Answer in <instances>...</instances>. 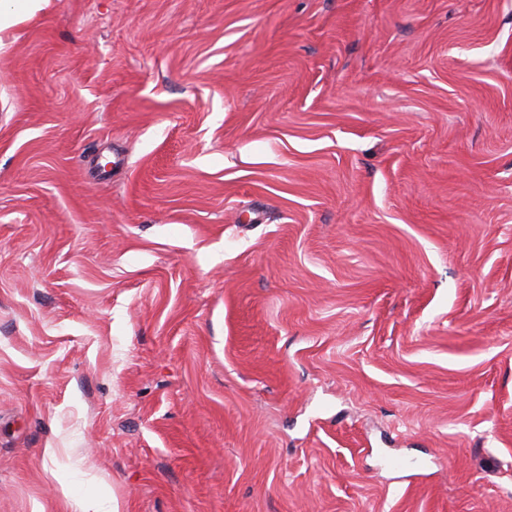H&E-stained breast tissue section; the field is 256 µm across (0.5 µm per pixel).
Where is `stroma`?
<instances>
[{"instance_id": "35a3bbf8", "label": "stroma", "mask_w": 512, "mask_h": 512, "mask_svg": "<svg viewBox=\"0 0 512 512\" xmlns=\"http://www.w3.org/2000/svg\"><path fill=\"white\" fill-rule=\"evenodd\" d=\"M103 486L512 512V0H50L0 36V512Z\"/></svg>"}]
</instances>
